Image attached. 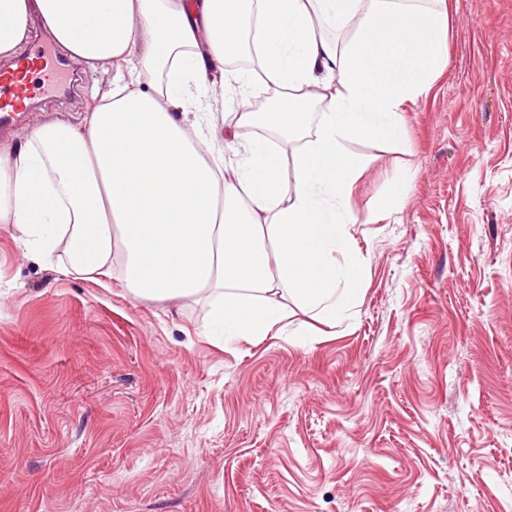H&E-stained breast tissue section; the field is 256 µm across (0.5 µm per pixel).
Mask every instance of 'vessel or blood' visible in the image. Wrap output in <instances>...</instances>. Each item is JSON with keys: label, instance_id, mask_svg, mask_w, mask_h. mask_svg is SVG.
Wrapping results in <instances>:
<instances>
[{"label": "vessel or blood", "instance_id": "b4317fda", "mask_svg": "<svg viewBox=\"0 0 512 512\" xmlns=\"http://www.w3.org/2000/svg\"><path fill=\"white\" fill-rule=\"evenodd\" d=\"M67 66L66 60L52 55L49 48L41 45L16 60L12 67L0 71V131L18 125L21 103L33 100L44 86H52L60 94L66 93L67 85L62 76Z\"/></svg>", "mask_w": 512, "mask_h": 512}]
</instances>
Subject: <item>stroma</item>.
<instances>
[{"label":"stroma","instance_id":"obj_1","mask_svg":"<svg viewBox=\"0 0 512 512\" xmlns=\"http://www.w3.org/2000/svg\"><path fill=\"white\" fill-rule=\"evenodd\" d=\"M448 8L405 141L353 146L335 335L208 336L207 307L38 267L0 224V512H512V0ZM111 70L21 129L81 125ZM192 109L230 120L220 74Z\"/></svg>","mask_w":512,"mask_h":512}]
</instances>
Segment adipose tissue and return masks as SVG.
Here are the masks:
<instances>
[{"label": "adipose tissue", "instance_id": "adipose-tissue-1", "mask_svg": "<svg viewBox=\"0 0 512 512\" xmlns=\"http://www.w3.org/2000/svg\"><path fill=\"white\" fill-rule=\"evenodd\" d=\"M38 22L70 55L111 63L112 83L80 126L0 141V224L24 257L84 279L120 269L160 304L205 301L212 336H277L296 310L330 328L353 316L350 200L365 165L352 146L402 139L447 61V0H0V59ZM249 36L247 78L228 64ZM213 70L236 108L197 136L182 109ZM249 84L271 91L266 110Z\"/></svg>", "mask_w": 512, "mask_h": 512}]
</instances>
